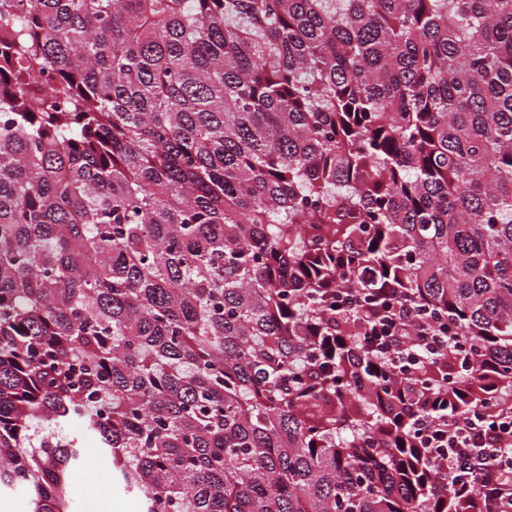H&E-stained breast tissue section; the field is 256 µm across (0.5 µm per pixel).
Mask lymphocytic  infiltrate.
Listing matches in <instances>:
<instances>
[{
    "label": "lymphocytic infiltrate",
    "mask_w": 512,
    "mask_h": 512,
    "mask_svg": "<svg viewBox=\"0 0 512 512\" xmlns=\"http://www.w3.org/2000/svg\"><path fill=\"white\" fill-rule=\"evenodd\" d=\"M446 325L417 321L413 307L401 298L389 299L386 313L367 340L379 352L404 355L406 365L420 353H437L452 336ZM429 445L434 450L437 475L460 494L497 489L496 512H512V413L501 412L488 420L471 410L456 422L424 421Z\"/></svg>",
    "instance_id": "lymphocytic-infiltrate-1"
}]
</instances>
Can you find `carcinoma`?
<instances>
[{
	"label": "carcinoma",
	"instance_id": "carcinoma-1",
	"mask_svg": "<svg viewBox=\"0 0 512 512\" xmlns=\"http://www.w3.org/2000/svg\"><path fill=\"white\" fill-rule=\"evenodd\" d=\"M506 399L512 0H0V492L76 421L142 512H487L418 419ZM386 308L375 333L369 331L365 340L381 353H407V366H414L421 352L436 354L453 336L452 329L446 325L418 322L412 305L405 299H389Z\"/></svg>",
	"mask_w": 512,
	"mask_h": 512
}]
</instances>
